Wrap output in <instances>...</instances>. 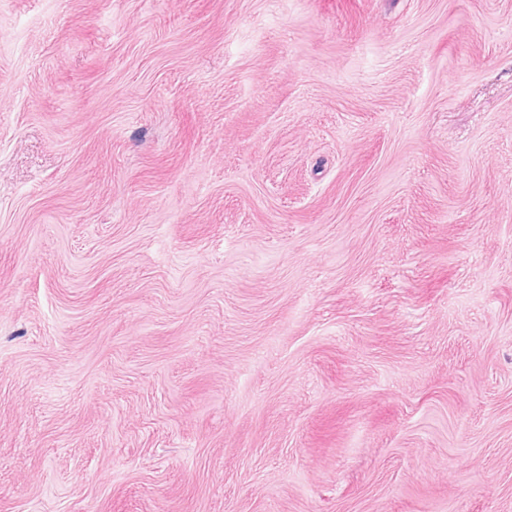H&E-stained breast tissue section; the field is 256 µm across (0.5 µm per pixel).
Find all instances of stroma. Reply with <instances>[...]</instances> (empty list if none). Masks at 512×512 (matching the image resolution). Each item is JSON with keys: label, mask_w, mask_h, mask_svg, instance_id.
I'll use <instances>...</instances> for the list:
<instances>
[{"label": "stroma", "mask_w": 512, "mask_h": 512, "mask_svg": "<svg viewBox=\"0 0 512 512\" xmlns=\"http://www.w3.org/2000/svg\"><path fill=\"white\" fill-rule=\"evenodd\" d=\"M0 512H512V0H0Z\"/></svg>", "instance_id": "obj_1"}]
</instances>
